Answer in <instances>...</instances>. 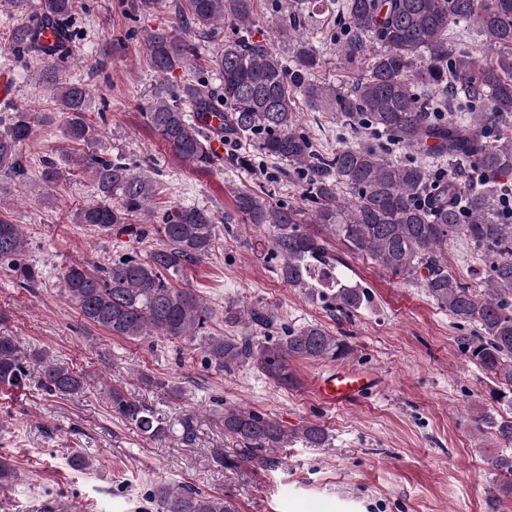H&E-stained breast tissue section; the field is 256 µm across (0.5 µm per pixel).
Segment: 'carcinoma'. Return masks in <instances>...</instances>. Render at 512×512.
Returning a JSON list of instances; mask_svg holds the SVG:
<instances>
[{
  "label": "carcinoma",
  "instance_id": "carcinoma-1",
  "mask_svg": "<svg viewBox=\"0 0 512 512\" xmlns=\"http://www.w3.org/2000/svg\"><path fill=\"white\" fill-rule=\"evenodd\" d=\"M276 35L288 40V54L268 37L253 38L257 0H185L176 5V25L142 34L154 72L164 81L193 66L197 47L186 33L195 27L211 35L224 28V44L211 58L219 90L201 79H186L158 89L140 107L142 124L169 154L197 171L218 167L210 141H243L227 156L224 168L250 171L256 157L288 162L279 175L298 181L304 206L285 203L256 182L227 186L232 209L226 224L266 226L268 254L278 259L277 273L291 287L318 290L343 313L372 304L368 289L345 279L342 258L328 249L335 237L351 253L369 257L396 276L422 271L424 288L458 323L478 334L465 339L467 357L494 375L501 387L489 398L512 410V222L501 217L504 194L512 191V139L505 136L512 116V0H339L336 18L343 32L334 39L336 54L357 66L339 85L316 81L323 58L305 37V22L328 7L324 0H301ZM78 0H42L36 23L12 29L13 50L46 59L65 57L38 42L35 24L70 30ZM474 28L482 37V62L456 51L457 41ZM56 102L67 115L65 133L73 143L94 138L85 123L90 92L80 83H60L49 75ZM452 96L459 117L444 115L442 99ZM314 112H335L366 137L320 152L314 138L298 125V102ZM213 111L220 124L198 122ZM0 128V180L23 174L19 147L41 120L28 108ZM428 157L450 156L457 167L433 176L422 163L392 158L393 149ZM96 189L98 200L79 209L76 223L109 231L117 224L141 241L157 233L161 244L146 254L134 250L100 265L71 263L61 274L62 289L82 320L113 336L168 340L203 337L207 365L230 371L254 365L283 387L296 383L291 363L344 360L348 343L320 325L277 328L274 310L262 303L224 307V322L238 325L237 337L206 336L211 309L190 288L171 277L210 256L216 249V215L207 208L175 206L157 210V183L139 163L83 152L75 159ZM156 218L148 229L136 219ZM464 235L484 255L485 288L479 291L448 269V238ZM27 240L22 225L0 218V265L12 268L22 288L39 285V273L24 262ZM265 341L255 340L256 334ZM39 365L36 385L49 396L82 392L84 376L44 352H30L0 331V389L19 387L29 367ZM112 413L150 438L169 428L123 388L112 389ZM504 443L512 444V415L488 408L475 420ZM224 436L243 445L239 460L214 453L221 466L238 462L273 465L259 452L294 440L308 448H327L329 434L310 422L286 431L264 413L224 407ZM489 467L497 490L512 496V454L494 456ZM17 472L0 458V491L9 490ZM157 512H235L224 497L159 483L149 494Z\"/></svg>",
  "mask_w": 512,
  "mask_h": 512
}]
</instances>
